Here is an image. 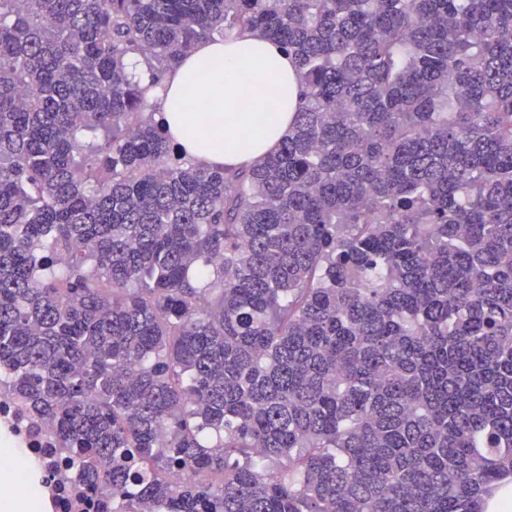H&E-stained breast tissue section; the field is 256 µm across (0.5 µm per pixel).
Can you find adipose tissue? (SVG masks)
Segmentation results:
<instances>
[{
	"mask_svg": "<svg viewBox=\"0 0 512 512\" xmlns=\"http://www.w3.org/2000/svg\"><path fill=\"white\" fill-rule=\"evenodd\" d=\"M294 63L260 32L202 41L165 86L149 89L187 159L239 166L274 152L299 104Z\"/></svg>",
	"mask_w": 512,
	"mask_h": 512,
	"instance_id": "obj_1",
	"label": "adipose tissue"
}]
</instances>
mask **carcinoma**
Here are the masks:
<instances>
[{"mask_svg": "<svg viewBox=\"0 0 512 512\" xmlns=\"http://www.w3.org/2000/svg\"><path fill=\"white\" fill-rule=\"evenodd\" d=\"M247 29L300 71L292 130L191 162L129 66ZM0 389L115 512H480L512 0H0Z\"/></svg>", "mask_w": 512, "mask_h": 512, "instance_id": "obj_1", "label": "carcinoma"}]
</instances>
